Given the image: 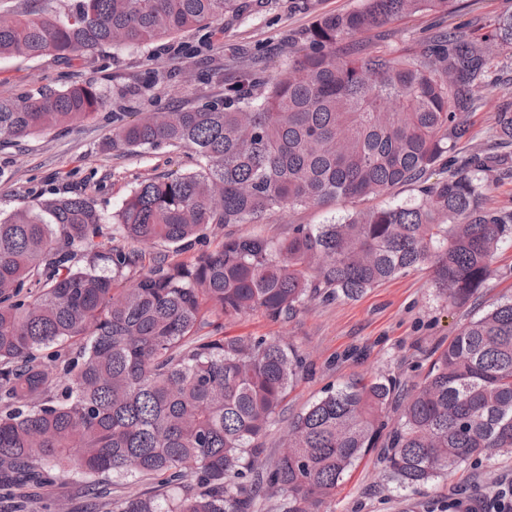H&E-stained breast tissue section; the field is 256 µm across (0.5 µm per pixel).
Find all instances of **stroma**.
Segmentation results:
<instances>
[{
    "instance_id": "35a3bbf8",
    "label": "stroma",
    "mask_w": 512,
    "mask_h": 512,
    "mask_svg": "<svg viewBox=\"0 0 512 512\" xmlns=\"http://www.w3.org/2000/svg\"><path fill=\"white\" fill-rule=\"evenodd\" d=\"M360 0H254L252 13L239 21L190 30L146 49L108 50L75 57L71 63L46 56L36 61L0 59V97L49 86L64 89L93 82L112 91L111 112H153L164 107H195L222 101L243 63L262 59L269 71L284 68L280 48L319 17L357 8ZM112 125L94 117L65 130L38 132L19 145L0 148V210L9 212L40 196L80 192L105 214L119 210L142 180L195 171L199 159L184 148L160 147L135 153L113 151ZM344 206L278 209L259 224H232L234 235L286 237L291 225L324 224ZM436 298L431 273L423 268L396 277L355 299L313 300L294 318L273 321L253 313L224 325L229 336H277L293 344L306 371L288 397L286 410L271 427L260 468L283 451L292 416L323 392L349 377L417 381L426 354L446 343L474 314ZM512 480V454L468 466L432 482L420 493L397 491L370 455L337 487L323 512H445L458 494L486 497ZM85 477L70 473L40 490L32 512H89Z\"/></svg>"
}]
</instances>
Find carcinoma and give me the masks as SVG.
Instances as JSON below:
<instances>
[{
    "mask_svg": "<svg viewBox=\"0 0 512 512\" xmlns=\"http://www.w3.org/2000/svg\"><path fill=\"white\" fill-rule=\"evenodd\" d=\"M0 21V58L34 60L146 48L237 16L247 0H54ZM455 0H361L291 38L286 67L246 69L224 101L112 113V149L180 146L196 171L141 181L112 216L83 194L39 196L0 216V503L27 512L29 489L68 468L89 477L160 478L117 512H320L344 477L382 448L402 492L512 451V297L464 323L420 382L353 377L291 420L262 471V439L303 377L297 350L226 336L250 312L292 318L316 298L353 299L422 266L438 298L479 301L512 211L485 207L512 156V97L495 107L502 152L465 155L467 116L500 84L512 12L427 31L416 50L384 45L382 27L448 14ZM88 84L0 98V147L95 116ZM439 171L443 177L430 181ZM412 185L410 198L356 209L288 237L226 236L190 259L207 232L275 209L354 203ZM397 402L394 423L386 409Z\"/></svg>",
    "mask_w": 512,
    "mask_h": 512,
    "instance_id": "obj_1",
    "label": "carcinoma"
}]
</instances>
